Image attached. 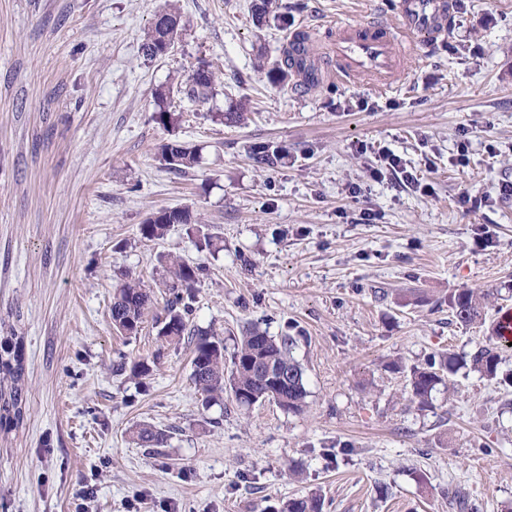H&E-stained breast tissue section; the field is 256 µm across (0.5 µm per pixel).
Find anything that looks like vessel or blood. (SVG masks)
I'll return each instance as SVG.
<instances>
[{
    "label": "vessel or blood",
    "mask_w": 512,
    "mask_h": 512,
    "mask_svg": "<svg viewBox=\"0 0 512 512\" xmlns=\"http://www.w3.org/2000/svg\"><path fill=\"white\" fill-rule=\"evenodd\" d=\"M396 26L371 16L324 24V52L314 58L316 79L385 87L406 70L404 44L432 46L454 21L451 0H393Z\"/></svg>",
    "instance_id": "vessel-or-blood-1"
}]
</instances>
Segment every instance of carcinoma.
Wrapping results in <instances>:
<instances>
[{"label": "carcinoma", "mask_w": 512, "mask_h": 512, "mask_svg": "<svg viewBox=\"0 0 512 512\" xmlns=\"http://www.w3.org/2000/svg\"><path fill=\"white\" fill-rule=\"evenodd\" d=\"M181 17L170 9L157 16L145 36L144 54L155 58L163 54L168 42L174 39L180 28ZM268 81L280 85L294 76L288 56L273 61L266 69ZM215 76L212 71L196 70L188 78L185 87L187 98L204 105L214 96ZM173 89L161 86L155 90L153 121L170 130L175 128L179 117L170 110L169 100ZM247 103L236 100L229 103L222 114L226 123H239L245 119ZM253 159L268 167H276L288 161L287 147L278 143H264L251 148ZM161 160L167 169L186 173L195 168L200 160L197 149L178 140L161 145ZM176 224L196 226L199 239L211 254L224 250L221 240L204 231L193 219L187 208L163 209L150 214L140 224L142 238L153 241L164 238ZM205 268L191 264L179 256H171L165 265L162 283L168 292L163 311L153 315L158 336L167 344L178 346L187 342L192 346V380L206 402L219 400L224 393L231 394L236 405L249 410L265 401L277 404L289 413H300L306 406L308 392L304 370L294 356L298 344L296 336H271L254 326L247 329L236 344L231 365L224 361V342L207 331L190 327L192 301L197 283ZM485 296L471 290L448 295V313L452 320L471 325L482 320ZM154 305L151 290L139 279L122 284L113 295L112 323L119 331L137 334ZM500 355L497 346L489 344L478 348L469 356L443 351L429 357L421 366L409 369V385L413 399L426 405L432 393L445 385L460 370L470 368L499 384L512 385V375L498 377ZM24 364L22 354L9 345V339L0 337V429L18 425L24 418L23 387ZM135 439L144 448H164L170 434L142 424L136 430ZM323 500L317 495L290 499L283 512H322Z\"/></svg>", "instance_id": "cac0c4a2"}]
</instances>
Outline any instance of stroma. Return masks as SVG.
I'll return each mask as SVG.
<instances>
[{"instance_id":"1","label":"stroma","mask_w":512,"mask_h":512,"mask_svg":"<svg viewBox=\"0 0 512 512\" xmlns=\"http://www.w3.org/2000/svg\"><path fill=\"white\" fill-rule=\"evenodd\" d=\"M252 3L177 0L184 27L149 59L166 0H0V336L25 368L24 419L0 431V512H274L313 492L324 512H457L452 489L472 512H512V388L472 371L422 408L386 368L471 354L512 308V0H459L446 39L412 45L392 87L305 92L271 85L258 57L327 20L395 22L390 0H272L261 23ZM202 62L217 82L199 107L178 86ZM162 85L172 135L200 155L186 174L157 155ZM239 99L248 123L224 124ZM264 142L287 163L258 166ZM383 150L418 186L371 178ZM465 196L490 204L469 211ZM185 206L223 237L218 255L180 224L141 237L150 213ZM168 253L206 265L191 325L226 349L252 324L298 337L302 413L204 407L189 345L150 321L113 328L127 277L163 308ZM464 289L488 294L482 323L451 322L442 300ZM152 356L149 377L112 370ZM144 422L167 447L136 445ZM173 89L170 86H161L155 90L154 102L155 111L153 112V121L167 131L175 128L178 123L179 117L175 112L170 110V94ZM253 159L268 167H276L278 164L288 161L287 147L278 143H264L251 148Z\"/></svg>"}]
</instances>
